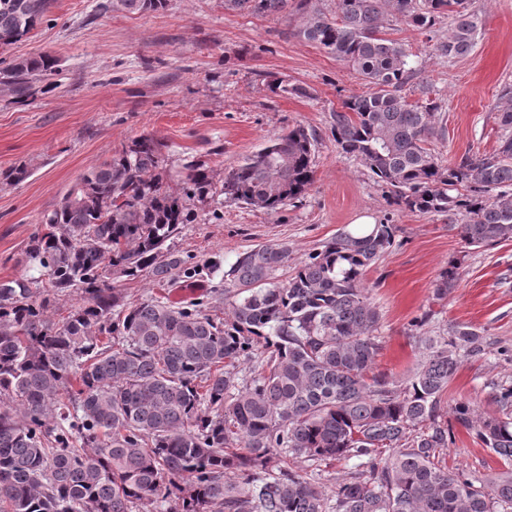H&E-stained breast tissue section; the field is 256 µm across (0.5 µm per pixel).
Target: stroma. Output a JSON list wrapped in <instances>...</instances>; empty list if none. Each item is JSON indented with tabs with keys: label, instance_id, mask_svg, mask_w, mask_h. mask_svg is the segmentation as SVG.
Here are the masks:
<instances>
[{
	"label": "stroma",
	"instance_id": "35a3bbf8",
	"mask_svg": "<svg viewBox=\"0 0 512 512\" xmlns=\"http://www.w3.org/2000/svg\"><path fill=\"white\" fill-rule=\"evenodd\" d=\"M97 2L53 0L49 22L8 51L50 55L55 72L25 102L0 90V171L29 169L19 183H0V281L35 276L25 248L43 216L89 168L149 134L165 145L159 172L171 192L181 193L192 161L205 164L214 184L192 201L190 223L168 242L180 256L217 254L230 263L249 245L278 241L297 262L361 217L390 220L395 243L365 275L380 313L378 370L405 380L419 358L415 335L470 324L490 346L461 363L448 398L493 411L494 384H512V361L497 353L512 348V241L466 246L447 217L393 204L359 160L337 152L329 115L343 100L366 94L367 83L296 37L294 13L256 16L225 10L224 0H167L156 12L101 15ZM470 8L481 29L462 58L433 50L448 34V18L429 32L385 28L416 56L408 101L441 106L447 139L434 149L447 162L496 148L501 91L512 85V0H472ZM281 83L305 92H278ZM296 124L320 135L314 182L299 201L269 212L221 193L225 168ZM452 258L462 276L446 299L435 300V281ZM420 317L424 328L413 327ZM453 434L444 451L449 467L478 477L498 468L495 454L464 427L454 426Z\"/></svg>",
	"mask_w": 512,
	"mask_h": 512
}]
</instances>
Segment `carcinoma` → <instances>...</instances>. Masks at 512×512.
I'll return each instance as SVG.
<instances>
[{"label":"carcinoma","mask_w":512,"mask_h":512,"mask_svg":"<svg viewBox=\"0 0 512 512\" xmlns=\"http://www.w3.org/2000/svg\"><path fill=\"white\" fill-rule=\"evenodd\" d=\"M51 0H0V48L40 26ZM167 0H101L97 10L143 13ZM252 15H301L296 36L358 72L370 86L330 113L336 149L359 160L398 206L440 214L469 247L512 240V87L487 153L444 163L440 105L411 104L413 53L386 37L391 19L429 30L452 17L437 54L460 58L479 18L465 0H224ZM55 72L47 55L0 59V87L21 100ZM319 134L302 125L224 172L222 191L275 211L314 180ZM163 144L149 135L83 174L30 237L34 279L0 282V512H497L512 506V384L496 411L443 396L484 338L456 324L419 336L420 359L400 383L375 370L382 344L364 274L395 241V225L345 229L285 281V243L253 245L233 263L190 262L165 247L188 223L189 202L212 190L204 164L186 166L183 195L157 173ZM157 283L207 278L209 302L136 303L120 278ZM456 260L437 278L442 300ZM81 303L53 319L60 297ZM491 449L484 478L439 459L445 415ZM357 460L326 490L306 469Z\"/></svg>","instance_id":"obj_1"}]
</instances>
